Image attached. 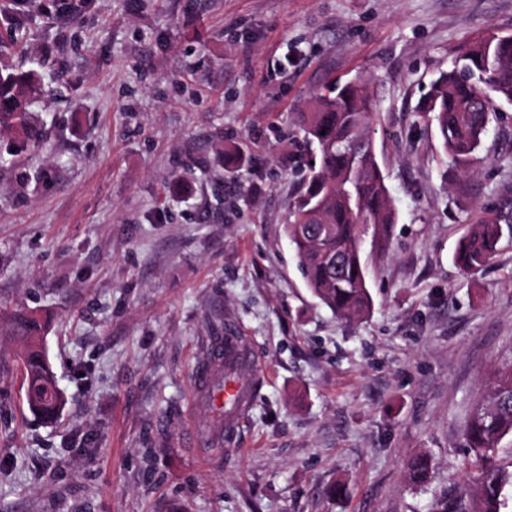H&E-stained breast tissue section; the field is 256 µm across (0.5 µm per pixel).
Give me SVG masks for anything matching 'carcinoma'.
Segmentation results:
<instances>
[{
    "label": "carcinoma",
    "instance_id": "obj_1",
    "mask_svg": "<svg viewBox=\"0 0 512 512\" xmlns=\"http://www.w3.org/2000/svg\"><path fill=\"white\" fill-rule=\"evenodd\" d=\"M2 27L7 35L0 34V133L14 132L23 143L39 148L45 139L33 108L43 93L41 77L14 61L21 49L20 27L11 8L0 5ZM498 102L512 104V39L493 34L462 46L452 66L430 83L421 106L455 167L470 169L497 118L493 107ZM375 116L367 86L359 82L334 83L327 93L311 95L296 113L307 139L317 144L319 159L299 184L284 232L306 288L345 322L363 318L371 307L362 260L365 235L372 227L385 240L395 221L371 136ZM501 237L499 218L484 216L468 225L454 253L456 266L465 274L479 271L496 255ZM46 328L38 312H17L10 318L9 335L22 347L27 404L52 421L64 400L42 350ZM508 435L512 361L494 372L464 428L467 465L477 477L440 501L438 512H501L512 471L498 464L496 456ZM431 472V460L423 453L404 462L405 478L416 487L428 483Z\"/></svg>",
    "mask_w": 512,
    "mask_h": 512
}]
</instances>
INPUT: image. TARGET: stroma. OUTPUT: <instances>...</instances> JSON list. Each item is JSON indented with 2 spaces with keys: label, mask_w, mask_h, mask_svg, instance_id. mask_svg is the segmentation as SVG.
Here are the masks:
<instances>
[{
  "label": "stroma",
  "mask_w": 512,
  "mask_h": 512,
  "mask_svg": "<svg viewBox=\"0 0 512 512\" xmlns=\"http://www.w3.org/2000/svg\"><path fill=\"white\" fill-rule=\"evenodd\" d=\"M46 146L0 135V313L49 314L66 403L29 409L0 320V512H432L463 430L512 359V233L479 273L453 254L512 213V106L470 175L418 103L459 47L512 34V0H25ZM332 78L366 83L396 222L365 251L370 312L313 298L284 234L296 123ZM238 145V170L224 153ZM252 356L249 412L219 446L188 391L225 332ZM417 452L430 484L403 474Z\"/></svg>",
  "instance_id": "1"
}]
</instances>
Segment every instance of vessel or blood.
Segmentation results:
<instances>
[{
    "instance_id": "vessel-or-blood-1",
    "label": "vessel or blood",
    "mask_w": 512,
    "mask_h": 512,
    "mask_svg": "<svg viewBox=\"0 0 512 512\" xmlns=\"http://www.w3.org/2000/svg\"><path fill=\"white\" fill-rule=\"evenodd\" d=\"M210 371L198 374L189 397L190 403L207 401L215 414H228L229 417H241L248 409L249 396L246 388L235 380L223 378L224 370L239 366L248 361L249 356L243 351L238 337H225L223 343L213 345L207 355Z\"/></svg>"
}]
</instances>
